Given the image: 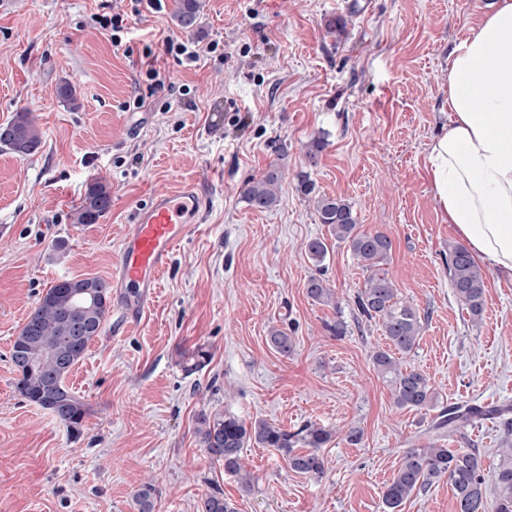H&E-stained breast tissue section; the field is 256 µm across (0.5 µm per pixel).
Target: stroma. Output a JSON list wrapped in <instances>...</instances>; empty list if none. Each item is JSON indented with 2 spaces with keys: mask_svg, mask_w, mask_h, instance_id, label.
I'll return each mask as SVG.
<instances>
[{
  "mask_svg": "<svg viewBox=\"0 0 512 512\" xmlns=\"http://www.w3.org/2000/svg\"><path fill=\"white\" fill-rule=\"evenodd\" d=\"M488 2L201 0L189 34L172 0L136 17L129 0H0V125L26 108L41 137L28 155L0 149V512H134L150 477L155 512H197L215 491L237 512H383L385 484L431 418L396 408L373 366L386 340L357 309L365 274L344 243L331 242L325 261L334 302L308 298L304 244L329 231L297 189L302 172L317 194L346 199L360 230L392 240L389 275L426 317L405 364L444 403L512 404V274L483 267L485 310L472 323L444 261L460 239L424 171L430 141L450 126V51ZM123 12L116 46L98 18ZM168 36L199 60L166 51ZM149 61L168 73L165 86L146 80ZM66 81L79 109L56 95ZM273 164L279 203L253 209L243 190ZM98 179L112 187L110 210L75 223ZM185 182L203 200L200 219L154 302L122 331L106 318L65 379L87 406L72 435L16 392L11 344L55 282L109 280L137 211ZM275 327L293 338L288 354L268 342ZM200 345L208 362L187 370L185 353ZM204 411L331 430L323 475L246 448L253 483L243 489L199 445ZM352 429L359 443L347 441ZM400 512H455L450 483L415 492Z\"/></svg>",
  "mask_w": 512,
  "mask_h": 512,
  "instance_id": "stroma-1",
  "label": "stroma"
}]
</instances>
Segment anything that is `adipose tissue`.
<instances>
[{
  "label": "adipose tissue",
  "instance_id": "adipose-tissue-1",
  "mask_svg": "<svg viewBox=\"0 0 512 512\" xmlns=\"http://www.w3.org/2000/svg\"><path fill=\"white\" fill-rule=\"evenodd\" d=\"M448 110L425 157L437 208L473 256L512 272V0H494L454 45Z\"/></svg>",
  "mask_w": 512,
  "mask_h": 512
}]
</instances>
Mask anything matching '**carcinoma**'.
<instances>
[{
	"instance_id": "1",
	"label": "carcinoma",
	"mask_w": 512,
	"mask_h": 512,
	"mask_svg": "<svg viewBox=\"0 0 512 512\" xmlns=\"http://www.w3.org/2000/svg\"><path fill=\"white\" fill-rule=\"evenodd\" d=\"M172 18L187 33L198 28L199 0H173ZM14 134L0 144L18 154H31L41 140L36 123L27 109L17 111L8 122ZM282 179L281 170L272 165L260 177L252 179L243 193L249 206L271 209L277 205ZM112 202L110 186L102 181L91 183L76 211V223L95 224L109 210ZM319 223L328 227L338 242L348 245L354 258L366 272L356 296L359 313L373 319L383 328L388 348H379L372 363L390 389L398 409L435 412L432 428L435 438L419 448L407 449L382 494L386 512L398 508L413 493L446 477L452 486L456 512H512V407H481L468 404L443 405L430 378L421 371L401 364L398 355H408L418 346L423 331L420 312L403 299L385 269L392 252L391 239L382 232L359 230L351 206L343 199L314 197ZM305 252L314 272L307 282V293L318 303H328L334 292L323 279V265L329 253L326 238L314 237L305 244ZM448 277L455 296L473 321L478 322L485 308V280L473 256L461 245L448 250ZM99 296L98 305L88 312L73 310L72 288L64 279L53 284L40 299L29 317L33 329L22 327L13 340L11 352L19 353L23 364L16 367V390L26 401L55 414L72 434H80L86 405L65 384L68 371L85 355L89 344L100 335L108 316L111 290L101 279L84 280ZM90 330L77 334L74 326ZM271 346L282 354L292 349L288 332L273 328L268 336ZM489 417H503V447L496 449L497 464L485 467V453L479 448H446L439 444L446 436L465 435L472 423ZM194 433L207 454L224 463V471L238 477L244 487L253 478L241 463L244 448H274L285 458L288 467L301 474L321 476L324 459L320 449L331 440L332 432L316 424H306L291 432L265 421L247 423L222 412H202L196 418ZM496 489L495 500L486 495V478ZM158 490L147 482L134 495L136 512H154ZM199 512H236L235 507L215 492L206 495L198 505Z\"/></svg>"
}]
</instances>
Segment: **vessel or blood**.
I'll list each match as a JSON object with an SVG mask.
<instances>
[{
  "label": "vessel or blood",
  "instance_id": "obj_1",
  "mask_svg": "<svg viewBox=\"0 0 512 512\" xmlns=\"http://www.w3.org/2000/svg\"><path fill=\"white\" fill-rule=\"evenodd\" d=\"M194 186L153 197L139 210L134 231L120 243L112 263V286L122 323L136 321L155 299L177 245L200 210Z\"/></svg>",
  "mask_w": 512,
  "mask_h": 512
}]
</instances>
